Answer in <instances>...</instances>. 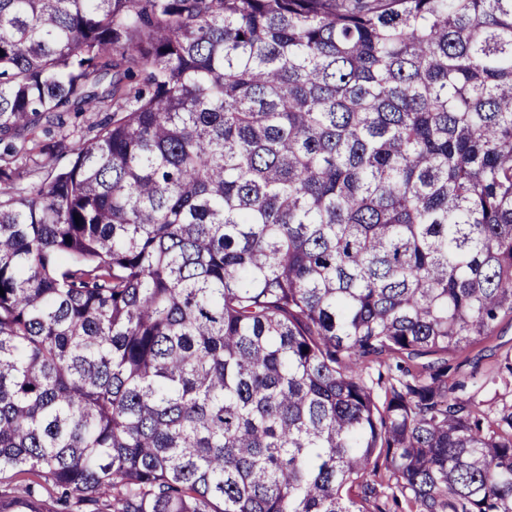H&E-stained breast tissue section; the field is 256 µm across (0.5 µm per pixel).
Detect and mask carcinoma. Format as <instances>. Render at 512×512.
Instances as JSON below:
<instances>
[{
	"instance_id": "cac0c4a2",
	"label": "carcinoma",
	"mask_w": 512,
	"mask_h": 512,
	"mask_svg": "<svg viewBox=\"0 0 512 512\" xmlns=\"http://www.w3.org/2000/svg\"><path fill=\"white\" fill-rule=\"evenodd\" d=\"M0 50V512H512L448 383L512 316V0H0Z\"/></svg>"
}]
</instances>
